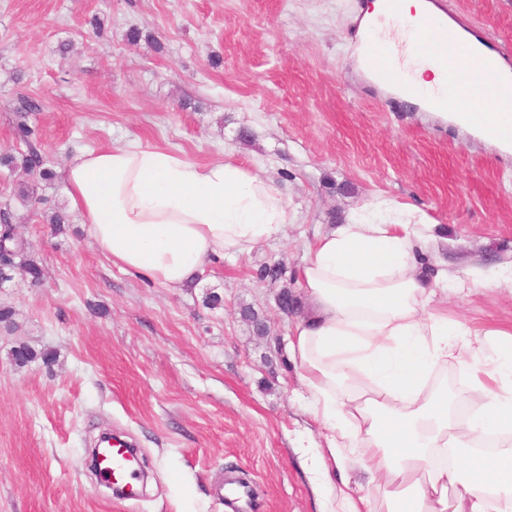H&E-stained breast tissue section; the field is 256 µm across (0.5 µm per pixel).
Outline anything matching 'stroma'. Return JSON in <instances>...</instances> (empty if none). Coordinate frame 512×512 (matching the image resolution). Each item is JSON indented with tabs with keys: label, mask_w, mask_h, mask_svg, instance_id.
<instances>
[{
	"label": "stroma",
	"mask_w": 512,
	"mask_h": 512,
	"mask_svg": "<svg viewBox=\"0 0 512 512\" xmlns=\"http://www.w3.org/2000/svg\"><path fill=\"white\" fill-rule=\"evenodd\" d=\"M501 50L512 0H444ZM360 0H0V159L27 123L54 173L0 163V206L42 268L0 281V512H340L356 457L321 455L325 430L277 337L305 311L309 245L377 197L414 206L438 248L416 266L490 278L512 262V153L365 81L353 56ZM141 37L131 41L130 30ZM29 96L40 111L16 106ZM138 137L275 180L291 221L188 287L128 274L89 237L63 189L80 148ZM35 202L22 200L21 187ZM63 215L60 232L48 218ZM282 263L283 283L258 278ZM449 319L512 328V292L436 298ZM25 345L35 360L16 363ZM112 432L138 449L143 494L113 496L89 452Z\"/></svg>",
	"instance_id": "obj_1"
}]
</instances>
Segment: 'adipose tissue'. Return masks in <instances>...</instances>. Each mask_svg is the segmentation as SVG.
<instances>
[{"label": "adipose tissue", "mask_w": 512, "mask_h": 512, "mask_svg": "<svg viewBox=\"0 0 512 512\" xmlns=\"http://www.w3.org/2000/svg\"><path fill=\"white\" fill-rule=\"evenodd\" d=\"M405 28L375 33L389 0H368L360 32L379 47L411 49L406 60L432 110L446 84L448 43L413 39L430 23L424 0H400ZM470 88L453 119L496 132L512 148V68L489 73L486 46L460 33ZM71 207L113 265L181 288L213 258L241 255L290 221L274 180L229 161L197 164L134 137L77 151L63 175ZM419 209L379 198L352 212L311 247L302 267L310 310L293 326L288 351L301 369L325 442L340 459L359 456L367 486L342 482L348 512H374L369 488L386 512H505L512 504V333L486 330L490 352L472 349L469 328L433 308L438 291L473 292L478 279L438 271L427 282L415 268L416 243L432 240ZM455 361L468 381L465 415L435 375Z\"/></svg>", "instance_id": "adipose-tissue-1"}]
</instances>
